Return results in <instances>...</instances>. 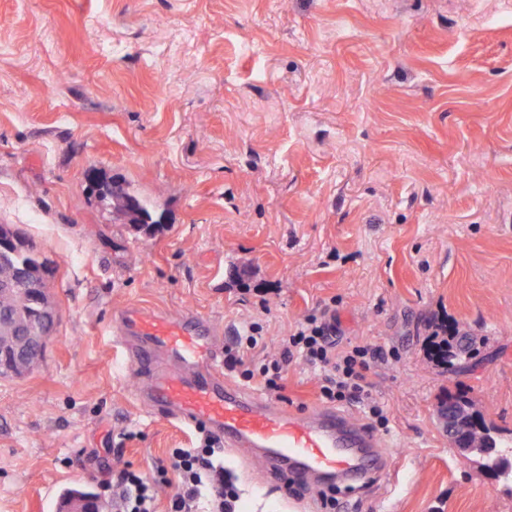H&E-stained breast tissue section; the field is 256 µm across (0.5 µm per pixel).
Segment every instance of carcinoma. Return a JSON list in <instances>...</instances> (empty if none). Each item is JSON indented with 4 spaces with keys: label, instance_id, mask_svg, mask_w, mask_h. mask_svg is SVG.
I'll use <instances>...</instances> for the list:
<instances>
[{
    "label": "carcinoma",
    "instance_id": "obj_1",
    "mask_svg": "<svg viewBox=\"0 0 512 512\" xmlns=\"http://www.w3.org/2000/svg\"><path fill=\"white\" fill-rule=\"evenodd\" d=\"M97 186L90 187L98 203L112 210V213L123 218L136 232L153 235L164 228L162 216L155 214L152 203L135 193L129 192L124 186L103 175L95 174ZM20 247L12 256L13 262L24 264L31 271L37 273L44 265L34 247L25 240H19ZM457 335L434 336L430 342V355L432 359L443 366L448 372L455 373L461 370L457 363L461 362L455 351Z\"/></svg>",
    "mask_w": 512,
    "mask_h": 512
}]
</instances>
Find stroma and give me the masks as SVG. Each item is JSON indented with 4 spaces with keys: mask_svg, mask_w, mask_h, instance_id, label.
<instances>
[{
    "mask_svg": "<svg viewBox=\"0 0 512 512\" xmlns=\"http://www.w3.org/2000/svg\"><path fill=\"white\" fill-rule=\"evenodd\" d=\"M0 224L50 267L59 313L29 373L0 377V512L48 486L150 474L194 428L132 399L112 342L139 305L259 322L260 366L305 316L381 350L367 380L396 477L341 512H512V482L458 456L436 411L463 392L512 444V0H0ZM98 169L164 216L152 236L91 196ZM471 370L427 353L440 322ZM281 403H320L299 361ZM134 440H124V433ZM242 512H320L225 451Z\"/></svg>",
    "mask_w": 512,
    "mask_h": 512,
    "instance_id": "obj_1",
    "label": "stroma"
}]
</instances>
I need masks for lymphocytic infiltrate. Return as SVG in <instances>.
I'll use <instances>...</instances> for the list:
<instances>
[{
	"instance_id": "f902f5d3",
	"label": "lymphocytic infiltrate",
	"mask_w": 512,
	"mask_h": 512,
	"mask_svg": "<svg viewBox=\"0 0 512 512\" xmlns=\"http://www.w3.org/2000/svg\"><path fill=\"white\" fill-rule=\"evenodd\" d=\"M380 350L356 344L345 349L336 344V320L324 314L311 315L299 323L283 341L281 350L266 360L259 370H251L243 354L226 351L225 366L239 371L244 380L261 376L267 390L280 392L283 372L292 360L322 375L320 393L329 403L353 402L379 428L388 419L374 401L367 383V372ZM224 442L208 429H201L199 443L193 448H178L169 465L157 466L153 475L126 467L113 475L109 490L114 512H156V500L169 473H176L178 490L169 500L168 512H240V493L232 471L224 465Z\"/></svg>"
}]
</instances>
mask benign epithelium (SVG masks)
Wrapping results in <instances>:
<instances>
[{
	"label": "benign epithelium",
	"mask_w": 512,
	"mask_h": 512,
	"mask_svg": "<svg viewBox=\"0 0 512 512\" xmlns=\"http://www.w3.org/2000/svg\"><path fill=\"white\" fill-rule=\"evenodd\" d=\"M16 245L17 235L13 231L0 232V301L9 306L0 311V372L21 376L43 356L59 314L49 305L42 282L9 261ZM15 293L27 297L29 304L37 308V315L30 316L17 307L13 302ZM437 415L459 456L469 458L477 453L495 459L502 474L512 471V460L496 449L495 431L478 426L472 406L449 401L438 407Z\"/></svg>",
	"instance_id": "7a95c632"
}]
</instances>
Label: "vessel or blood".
<instances>
[{
    "label": "vessel or blood",
    "instance_id": "1",
    "mask_svg": "<svg viewBox=\"0 0 512 512\" xmlns=\"http://www.w3.org/2000/svg\"><path fill=\"white\" fill-rule=\"evenodd\" d=\"M115 343L139 374L138 405L166 420L208 427L225 448L259 459L280 480L363 486L387 467L380 437L350 415L323 405L297 410L228 382L224 329L213 320L131 305L115 320Z\"/></svg>",
    "mask_w": 512,
    "mask_h": 512
}]
</instances>
